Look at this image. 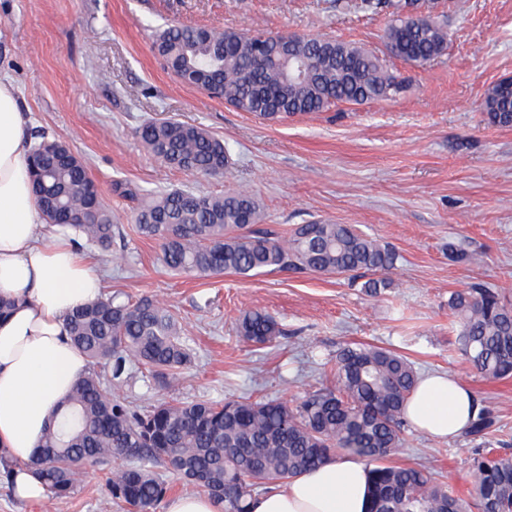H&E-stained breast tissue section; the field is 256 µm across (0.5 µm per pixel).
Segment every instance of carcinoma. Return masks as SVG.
<instances>
[{
	"mask_svg": "<svg viewBox=\"0 0 512 512\" xmlns=\"http://www.w3.org/2000/svg\"><path fill=\"white\" fill-rule=\"evenodd\" d=\"M416 0H396L385 31L390 56L416 65L442 57L447 28L431 16L401 18ZM255 27L247 31L167 25L154 36V51L168 61L179 82L205 90L216 78L221 99L239 112L265 120L323 112L348 103L390 99L403 81L373 51L333 37L297 36L293 54L303 66L294 83L279 63L278 41ZM488 123L512 127V97L499 85L483 103ZM141 146L167 165L224 176L231 157L224 142L204 128L176 120L148 123L137 131ZM43 216L76 232L102 251L112 248L116 226L97 183L68 145L43 140L27 156ZM115 192L142 199L135 222L142 236L160 246V260L174 272L198 277L248 275L264 270H308L378 275L363 288L378 294L391 287L386 274L394 253L348 224H300L288 237L256 227L260 207L249 194L183 189L144 194L126 181ZM459 349L477 373L512 376V300L503 289L480 284L448 299ZM244 341L268 344L280 334L261 311L238 319ZM70 334L88 358V373L45 436L33 461L48 497L63 499L79 476L97 468L116 503L132 512H154L168 486L155 465L170 457L188 494L224 501V512H249L265 484L283 482L342 452L372 466V512H512V456L477 453L465 480L468 496L448 490L425 467L388 463L403 445V407L417 372L394 351L369 344L344 347L335 363L336 385L305 395L294 407L277 399H228L174 404L158 401L141 410L112 392L131 365L172 387L190 352L170 306L151 297L136 301L104 295L70 317ZM494 425L482 408L468 433L485 437Z\"/></svg>",
	"mask_w": 512,
	"mask_h": 512,
	"instance_id": "obj_1",
	"label": "carcinoma"
}]
</instances>
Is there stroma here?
Wrapping results in <instances>:
<instances>
[{
    "instance_id": "1",
    "label": "stroma",
    "mask_w": 512,
    "mask_h": 512,
    "mask_svg": "<svg viewBox=\"0 0 512 512\" xmlns=\"http://www.w3.org/2000/svg\"><path fill=\"white\" fill-rule=\"evenodd\" d=\"M347 0H0V72L17 89L30 132L83 157L120 235L124 259L82 250L106 292L168 302L191 361L171 388L132 371L121 396L221 402L253 395L298 402L328 383L323 365L349 342L406 356L417 373L463 379L495 424L487 439L437 440L407 430L391 461L433 471L454 493L477 448L512 454V378L485 379L463 361L450 332L448 298L474 283L512 292V128L487 123L482 103L512 76V0H440L450 33L446 54L411 66L387 56V12L366 14ZM167 22L229 30L331 35L384 56L404 80L394 98L340 104L267 122L180 83L152 49ZM177 120L224 139L227 177L178 170L149 156L135 137L148 121ZM125 180L150 193L195 189L254 195L265 228L287 236L315 219L348 224L395 252L391 288L372 296L368 272L273 271L194 278L167 271L155 241L134 223L136 201L116 195ZM480 253L482 262L458 259ZM282 331L255 345L237 336L251 310ZM0 512H121L101 472L83 476L69 497L22 502L0 483Z\"/></svg>"
}]
</instances>
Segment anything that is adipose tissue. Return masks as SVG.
<instances>
[{
    "label": "adipose tissue",
    "mask_w": 512,
    "mask_h": 512,
    "mask_svg": "<svg viewBox=\"0 0 512 512\" xmlns=\"http://www.w3.org/2000/svg\"><path fill=\"white\" fill-rule=\"evenodd\" d=\"M28 119L14 85L0 78V457L11 490L26 502L46 489L33 460L56 413L86 375L69 340L68 316L100 297L98 273L56 225L45 223L27 164ZM477 411L470 387L453 375L423 373L405 408L411 426L442 440L459 437ZM371 468L335 455L256 495L250 512H370Z\"/></svg>",
    "instance_id": "adipose-tissue-1"
}]
</instances>
